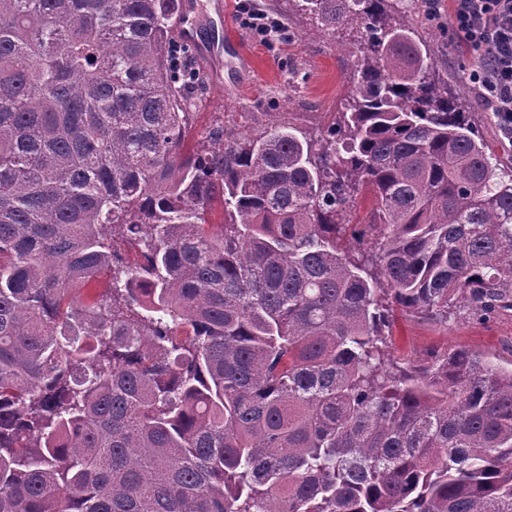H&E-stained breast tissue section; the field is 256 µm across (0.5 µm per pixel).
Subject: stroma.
Listing matches in <instances>:
<instances>
[{
    "instance_id": "35a3bbf8",
    "label": "stroma",
    "mask_w": 512,
    "mask_h": 512,
    "mask_svg": "<svg viewBox=\"0 0 512 512\" xmlns=\"http://www.w3.org/2000/svg\"><path fill=\"white\" fill-rule=\"evenodd\" d=\"M401 5L435 56L440 74L447 76L449 92L468 112L503 175L512 176V143L503 138L494 113L481 104L467 78L472 60L446 18L450 0H437L441 16L435 20L427 15V0H401ZM259 6L285 23L287 38L271 43L236 25L255 62L253 70L241 76L214 70L201 56H193L203 83L190 99L189 143H196L214 124L255 127L276 112L316 135L342 111L356 66L355 30L321 33L311 15L294 12L287 0H260ZM391 336V354L401 362L447 346L467 347L502 364L512 362V311L480 321L462 310L443 325L398 310Z\"/></svg>"
}]
</instances>
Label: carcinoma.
I'll return each mask as SVG.
<instances>
[{
	"mask_svg": "<svg viewBox=\"0 0 512 512\" xmlns=\"http://www.w3.org/2000/svg\"><path fill=\"white\" fill-rule=\"evenodd\" d=\"M293 2L339 120L191 151L180 0H0V512H512V366L390 337L512 310V179L387 0Z\"/></svg>",
	"mask_w": 512,
	"mask_h": 512,
	"instance_id": "obj_1",
	"label": "carcinoma"
}]
</instances>
